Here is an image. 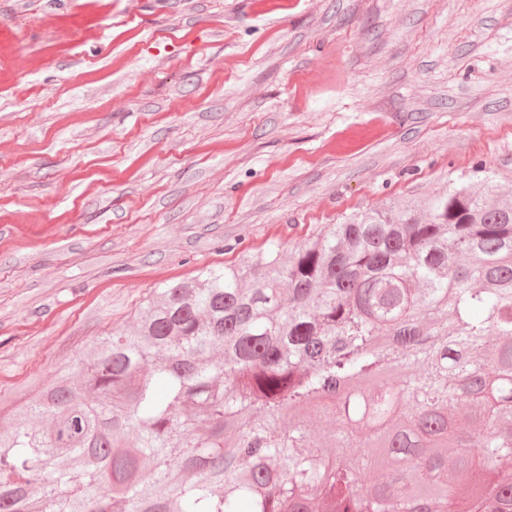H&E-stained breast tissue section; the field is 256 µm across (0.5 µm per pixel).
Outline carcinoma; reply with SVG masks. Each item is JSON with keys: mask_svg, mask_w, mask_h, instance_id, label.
Masks as SVG:
<instances>
[{"mask_svg": "<svg viewBox=\"0 0 512 512\" xmlns=\"http://www.w3.org/2000/svg\"><path fill=\"white\" fill-rule=\"evenodd\" d=\"M509 450L512 203L467 182L155 290L12 410L0 512H512Z\"/></svg>", "mask_w": 512, "mask_h": 512, "instance_id": "cac0c4a2", "label": "carcinoma"}]
</instances>
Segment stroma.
Masks as SVG:
<instances>
[{
	"instance_id": "obj_1",
	"label": "stroma",
	"mask_w": 512,
	"mask_h": 512,
	"mask_svg": "<svg viewBox=\"0 0 512 512\" xmlns=\"http://www.w3.org/2000/svg\"><path fill=\"white\" fill-rule=\"evenodd\" d=\"M0 0V412L162 284L483 164L512 0Z\"/></svg>"
}]
</instances>
